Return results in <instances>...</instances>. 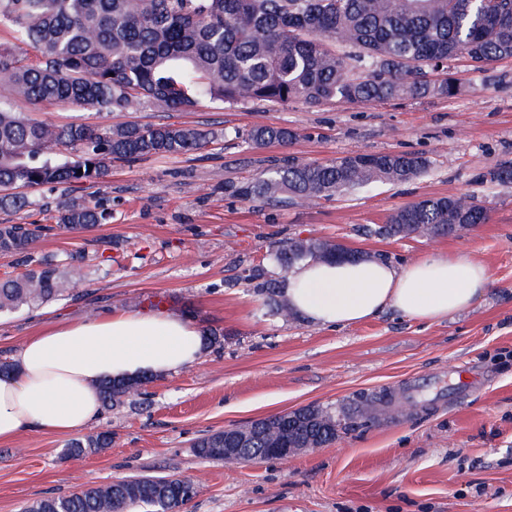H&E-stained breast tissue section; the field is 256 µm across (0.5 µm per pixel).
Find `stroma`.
Masks as SVG:
<instances>
[{"label": "stroma", "instance_id": "35a3bbf8", "mask_svg": "<svg viewBox=\"0 0 512 512\" xmlns=\"http://www.w3.org/2000/svg\"><path fill=\"white\" fill-rule=\"evenodd\" d=\"M452 98L384 105L313 106L203 102L190 112L143 106L109 112L64 103L12 111L59 125H199L220 132L178 157L116 160L94 183L29 190L30 207L0 224H38L35 256L84 259L79 293L34 312L0 317V358L42 327L92 311L172 310L217 334L201 360L149 377L139 404L101 410L84 434L112 430V445L63 457L65 438L27 432L0 442V512L120 480L173 475L193 481L184 512H512V185L492 182L512 160V58L478 72L463 61ZM283 126L291 142L252 148L241 133ZM407 152L428 170L306 205L267 204L237 187L295 157L327 162L348 153ZM472 194L486 223L458 237L385 238L398 207ZM101 201L112 221L81 234L60 228L59 209ZM327 238L397 264L431 254L467 255L492 277L486 294L433 324L388 310L337 330L271 314L243 276L286 237ZM373 399L372 418L287 460L224 465L198 458L196 441L229 427L316 404Z\"/></svg>", "mask_w": 512, "mask_h": 512}]
</instances>
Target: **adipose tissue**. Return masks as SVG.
Masks as SVG:
<instances>
[{
	"mask_svg": "<svg viewBox=\"0 0 512 512\" xmlns=\"http://www.w3.org/2000/svg\"><path fill=\"white\" fill-rule=\"evenodd\" d=\"M492 283L485 265L429 255L397 266L383 258L307 260L288 275L283 298L321 328L361 323L393 309L439 322L471 306ZM199 327L171 312L113 311L63 321L27 337L14 369L0 375V442L24 432L65 435L95 420L108 380L178 372L200 361Z\"/></svg>",
	"mask_w": 512,
	"mask_h": 512,
	"instance_id": "ef3b65f1",
	"label": "adipose tissue"
}]
</instances>
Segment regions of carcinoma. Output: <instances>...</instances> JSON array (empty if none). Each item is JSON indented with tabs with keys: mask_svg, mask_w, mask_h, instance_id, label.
<instances>
[{
	"mask_svg": "<svg viewBox=\"0 0 512 512\" xmlns=\"http://www.w3.org/2000/svg\"><path fill=\"white\" fill-rule=\"evenodd\" d=\"M0 21L10 25L16 42L41 55L28 64L14 45L0 43V211L29 205L14 192L18 187L95 182L114 160L184 155L216 138L190 125L93 128L34 121L10 110L16 96L34 105L57 102L111 112L141 105L189 112L205 100L232 107L255 100L321 105L450 98L458 92L451 62L466 58L483 70L512 57V0H0ZM294 137L287 128L261 126L245 141L258 148ZM429 166L426 158L408 153H356L329 163L292 157L238 192L304 205L377 181L408 182ZM111 219L112 211L100 204L72 203L63 207L58 223L79 232ZM487 220L486 205L462 194L401 206L373 233L448 235L461 224V235ZM41 230L0 224V253L25 267L19 276L0 278V314L76 293L85 278L80 265L33 255ZM335 253L332 241L288 237L272 249L279 278L258 265L246 280L273 299V314L286 320L292 312L278 296L293 266ZM100 392L106 409L142 395L116 381L102 383ZM365 407L305 406L252 421L243 427V440L233 428L207 435L195 452L204 461L236 465L272 459L275 439L294 448L321 447L340 430L367 422ZM226 434L236 445L229 455ZM111 446L112 429H101L67 442L64 456ZM195 495L185 479L144 477L43 497L25 512H181Z\"/></svg>",
	"mask_w": 512,
	"mask_h": 512,
	"instance_id": "1",
	"label": "carcinoma"
}]
</instances>
